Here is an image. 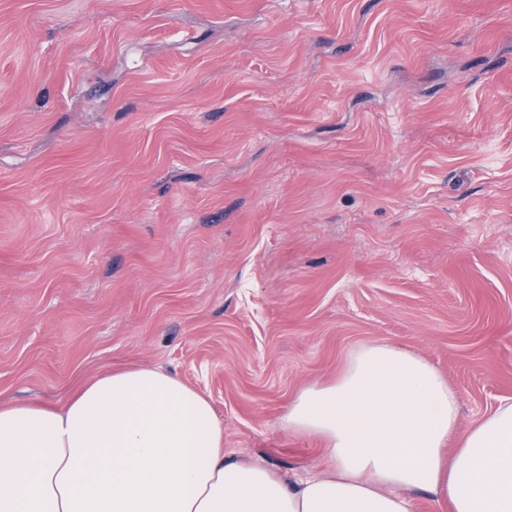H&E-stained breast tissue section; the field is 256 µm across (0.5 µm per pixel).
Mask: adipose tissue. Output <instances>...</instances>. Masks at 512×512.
<instances>
[{
    "label": "adipose tissue",
    "mask_w": 512,
    "mask_h": 512,
    "mask_svg": "<svg viewBox=\"0 0 512 512\" xmlns=\"http://www.w3.org/2000/svg\"><path fill=\"white\" fill-rule=\"evenodd\" d=\"M419 355L369 342L283 419L323 441L324 472L286 479L233 459L208 399L136 368L87 382L59 411L0 404V512H512V398L469 428Z\"/></svg>",
    "instance_id": "ef3b65f1"
}]
</instances>
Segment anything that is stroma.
Returning <instances> with one entry per match:
<instances>
[{
  "instance_id": "35a3bbf8",
  "label": "stroma",
  "mask_w": 512,
  "mask_h": 512,
  "mask_svg": "<svg viewBox=\"0 0 512 512\" xmlns=\"http://www.w3.org/2000/svg\"><path fill=\"white\" fill-rule=\"evenodd\" d=\"M383 341L512 396V0H0V402L148 366L224 449Z\"/></svg>"
}]
</instances>
